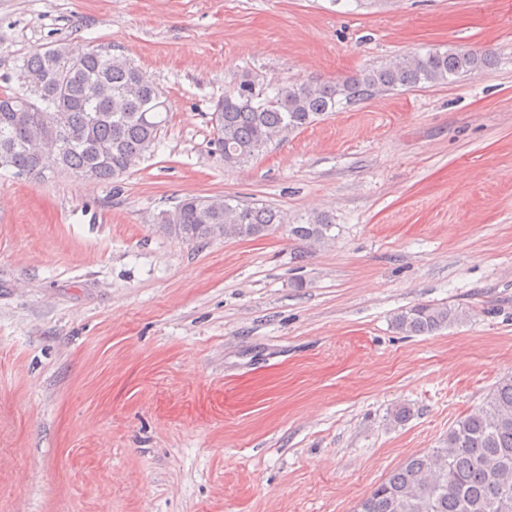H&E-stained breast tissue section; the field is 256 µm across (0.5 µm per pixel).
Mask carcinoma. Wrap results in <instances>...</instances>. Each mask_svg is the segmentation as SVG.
I'll return each mask as SVG.
<instances>
[{
  "instance_id": "obj_1",
  "label": "carcinoma",
  "mask_w": 512,
  "mask_h": 512,
  "mask_svg": "<svg viewBox=\"0 0 512 512\" xmlns=\"http://www.w3.org/2000/svg\"><path fill=\"white\" fill-rule=\"evenodd\" d=\"M491 64L488 53L430 47L336 81L297 80L272 96L242 79L213 112L224 166H239L269 144L376 93L446 84ZM20 71L38 83L27 86L25 95L0 93V155L10 157L14 174L43 177L44 164L27 152L26 142L37 134L51 137L57 119L68 126L70 144L55 156L56 166L79 177L116 180L156 148L166 101L127 59L93 48L76 54L60 45L31 53ZM161 223L166 232L197 242L259 238L276 229L281 217L256 203L226 198L215 207L191 196L162 215ZM334 228L328 215L316 214L293 225L290 234L316 246L333 240ZM466 317L445 304H418L394 313L392 322L410 336L435 333ZM354 512H512V377L457 420L437 447L390 473Z\"/></svg>"
}]
</instances>
